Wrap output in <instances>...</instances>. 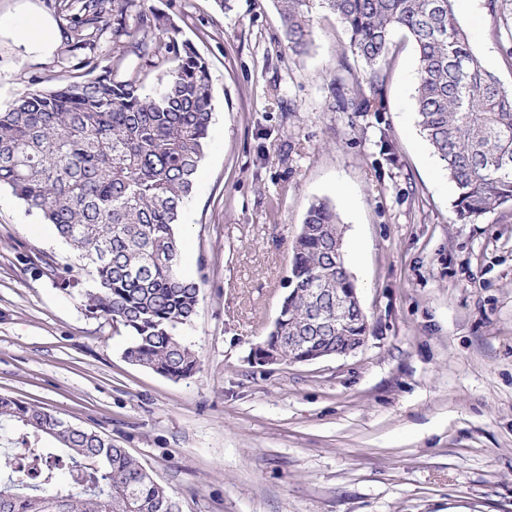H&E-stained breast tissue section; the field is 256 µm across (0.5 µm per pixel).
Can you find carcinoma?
<instances>
[{
	"mask_svg": "<svg viewBox=\"0 0 512 512\" xmlns=\"http://www.w3.org/2000/svg\"><path fill=\"white\" fill-rule=\"evenodd\" d=\"M132 0H62L75 50H89L83 72L52 89H28L0 109V187L53 226L72 250L60 261L39 257L41 272L80 291L89 313L125 329L124 358L170 378L198 370L177 335L197 312L200 288L180 265L176 225L208 148L213 91L206 61L177 38L165 16ZM285 47L307 52L313 14L325 9L348 34L347 51L363 77L337 95L343 112H378L392 36L414 44L415 109L420 132L454 183L458 221L512 206V90L470 44L454 0H275ZM112 31L116 63L134 53L152 66L171 59L161 87L140 91L116 69L94 74L96 40ZM331 288L324 292L322 288ZM356 287L345 257L336 207L313 201L292 245L291 275L269 345L292 364L289 344L316 336L334 351L364 343V312L336 324V294ZM0 512H179L177 501L123 448L9 396H0Z\"/></svg>",
	"mask_w": 512,
	"mask_h": 512,
	"instance_id": "cac0c4a2",
	"label": "carcinoma"
}]
</instances>
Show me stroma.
I'll return each instance as SVG.
<instances>
[{"mask_svg":"<svg viewBox=\"0 0 512 512\" xmlns=\"http://www.w3.org/2000/svg\"><path fill=\"white\" fill-rule=\"evenodd\" d=\"M454 7L511 87L512 0ZM141 11L174 21L213 87L177 227L181 266L200 280L179 334L200 370L172 380L127 362L126 331L42 275L37 256L69 247L2 187L0 393L125 449L180 512H512V220L457 221L456 189L417 125L412 42L393 37L382 111L340 112L336 89L362 65L333 14L316 12L295 56L274 0H235L227 14L214 0H134ZM26 12L50 15L61 38L41 59L0 32V108L64 83L83 57L58 0H0L1 16ZM96 56L115 66L110 38ZM118 69L145 93L166 73L132 54ZM317 198L340 213L369 335L346 356L253 363Z\"/></svg>","mask_w":512,"mask_h":512,"instance_id":"1","label":"stroma"}]
</instances>
